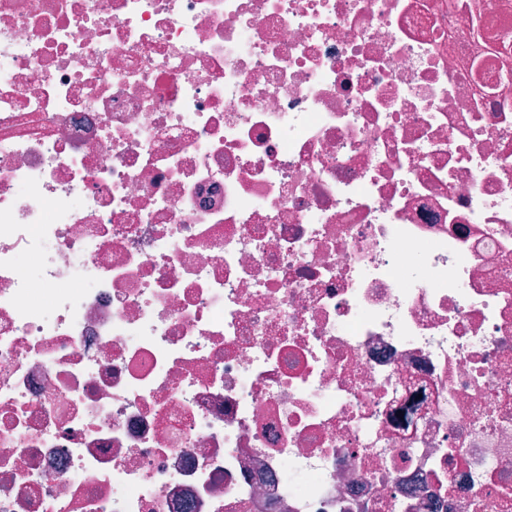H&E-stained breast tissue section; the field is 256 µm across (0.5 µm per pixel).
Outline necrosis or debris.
Segmentation results:
<instances>
[{"mask_svg":"<svg viewBox=\"0 0 512 512\" xmlns=\"http://www.w3.org/2000/svg\"><path fill=\"white\" fill-rule=\"evenodd\" d=\"M0 512H512V0H0Z\"/></svg>","mask_w":512,"mask_h":512,"instance_id":"necrosis-or-debris-1","label":"necrosis or debris"}]
</instances>
